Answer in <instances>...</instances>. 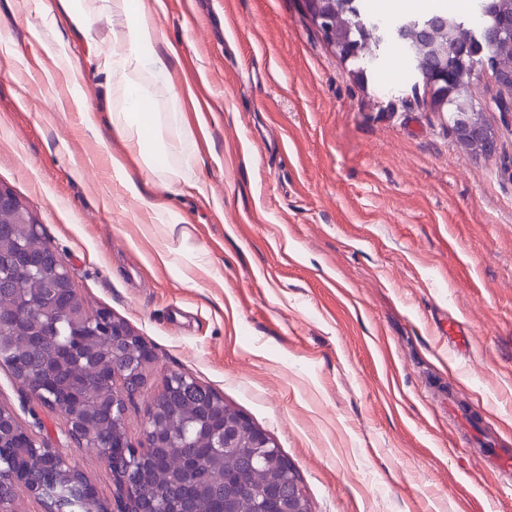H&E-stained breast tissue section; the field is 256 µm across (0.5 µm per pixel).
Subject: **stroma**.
Wrapping results in <instances>:
<instances>
[{"label":"stroma","instance_id":"obj_1","mask_svg":"<svg viewBox=\"0 0 512 512\" xmlns=\"http://www.w3.org/2000/svg\"><path fill=\"white\" fill-rule=\"evenodd\" d=\"M33 2L0 0V183L89 308L154 352L130 441L176 370L276 439L313 512H512V478L448 416L453 393L512 448V116L494 80L477 95L497 141L484 155L456 142L399 49L353 77L303 0H142L198 139L190 161L167 158L191 167L174 185L126 156L108 118L98 57L122 18L81 30ZM1 406L63 440L62 415L2 366ZM67 454L115 512L107 464Z\"/></svg>","mask_w":512,"mask_h":512}]
</instances>
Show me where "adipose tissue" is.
<instances>
[{"mask_svg":"<svg viewBox=\"0 0 512 512\" xmlns=\"http://www.w3.org/2000/svg\"><path fill=\"white\" fill-rule=\"evenodd\" d=\"M72 23L86 27L95 19L117 15L126 29L99 59L106 73L113 101L112 129L124 141L130 153L139 155L149 173H157V158L176 155L187 159L193 153L194 138L184 123L179 104L168 112L155 109L156 102L147 81L151 72L164 65L155 53L160 30L155 16L140 7V0H68Z\"/></svg>","mask_w":512,"mask_h":512,"instance_id":"ef3b65f1","label":"adipose tissue"}]
</instances>
